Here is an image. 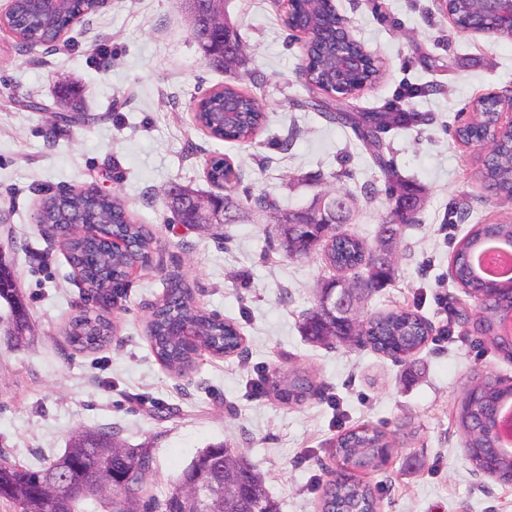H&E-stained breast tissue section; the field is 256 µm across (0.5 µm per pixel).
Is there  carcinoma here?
<instances>
[{
    "label": "carcinoma",
    "mask_w": 512,
    "mask_h": 512,
    "mask_svg": "<svg viewBox=\"0 0 512 512\" xmlns=\"http://www.w3.org/2000/svg\"><path fill=\"white\" fill-rule=\"evenodd\" d=\"M192 19V34L200 49L215 46L207 62L214 68L233 73L243 65L244 46L238 30L229 18L224 25L213 24L217 9L225 0H186ZM91 0H73L70 13L59 16L42 26L28 21V0H16L10 24L24 39V45L34 48L68 30L75 16L90 7ZM446 10L453 22L466 29L480 10L479 0H446ZM282 23L292 31L291 39L300 44L301 69L306 72V90L310 107L328 122L352 130L357 140L369 154L371 162L381 173L389 209L381 223H391L393 210L407 212L401 224L394 225L399 244L405 227L419 222L424 208L422 189L404 178L395 163L393 151L384 140L391 130L410 129L424 125L430 118L421 112L405 109L397 102L380 111H350L339 108L335 101L336 85L331 71V61L336 45L363 61L361 69L350 78L344 93L360 91L379 82L383 64L357 39L342 34L345 24L329 0H296L291 10L283 11ZM499 100L492 95L479 97L471 102L472 115L468 122L458 127L460 141L485 149L477 160V174L486 193L501 202L512 201V128L497 123L495 111ZM197 125L209 137L241 145H251L265 130L266 113L260 99L235 81L211 90L206 98L192 107ZM208 180L224 184V223L235 224L246 210L262 199L268 209L276 211L275 234L272 243L278 252L291 258L307 257L313 253L336 275L334 282L346 281L354 289L360 305L368 298L390 286L396 279V260L384 263L375 258L376 248L363 239L348 233L332 235L319 226L327 215L336 226L348 223L356 198L349 193L320 191L313 195L309 205L301 209H280L267 196L251 194L241 198L235 195L243 178L242 170L222 157L210 161ZM173 219L179 224L198 225L206 219V204L195 208L178 200L167 201ZM72 212L87 224H110L114 232L135 244L136 255L145 260L153 248L154 238L143 225L129 215L115 197H108L94 190H79L65 195L56 192L46 196L41 204L44 224L58 223L63 212ZM512 243V217L496 224H476L456 245L450 256V276L453 283L463 289L465 298H454L448 307V321L440 329L418 311L396 306L376 316H362L350 321L343 317L329 318L315 305L303 314L301 329L307 340L319 344H348L353 334L379 354L399 360L415 356L437 331L442 336L453 335L455 328L473 331L477 342L502 357L512 361V347H507L499 335V325L505 312L512 306V280L505 283L486 279L472 262L489 239ZM67 249L78 254L87 269L84 282L90 292L102 299L119 289L123 272L129 262L127 257H114L99 250L91 241L69 236ZM13 282L11 269L0 267V301L7 305V315L16 323L28 321V310L15 314L21 301L17 289L8 287ZM479 297L480 307H469L466 299ZM193 317L202 327L200 344L217 356L243 354L244 338L240 327L220 316L208 313L194 304L186 288H179L164 296L159 308L149 319L146 332L156 359L168 370L182 374L190 369L196 354L174 334L175 327L184 318ZM108 322L100 317L80 316L74 320L69 340L83 348H94L108 340ZM261 389L272 394L284 404L302 405L321 394L303 370L288 374V383L273 386L268 378L261 381ZM511 396L497 381L485 378L471 385L458 408L455 423L464 438L469 464L475 471L484 468L492 458L499 472H512V451L499 449L483 429L482 421L489 419ZM392 447L387 433L377 427L363 425L345 429L336 436L332 455L340 458L351 470L384 469L389 462L388 448ZM138 465L150 471L153 456L148 448H127L117 437L101 430H80L74 433L69 448L46 466L32 467L21 464L0 453V498L16 502L22 512H82L81 505L89 502L100 505L103 485L112 479V473H121ZM54 472L59 482L45 484L44 477ZM196 479L208 486L211 502L216 512H281L279 502L271 497L256 465L242 453L224 456V444L208 445L196 452L182 470L161 502L151 498L146 504L149 512H187L195 505L184 497L186 481ZM146 483L139 482L125 493L108 500V512H134L146 498ZM376 490L356 480L340 479L336 472L329 474L321 496L320 512H377Z\"/></svg>",
    "instance_id": "cac0c4a2"
}]
</instances>
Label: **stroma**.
I'll use <instances>...</instances> for the list:
<instances>
[{"label":"stroma","mask_w":512,"mask_h":512,"mask_svg":"<svg viewBox=\"0 0 512 512\" xmlns=\"http://www.w3.org/2000/svg\"><path fill=\"white\" fill-rule=\"evenodd\" d=\"M335 4L385 66L383 80L348 109H383L403 86L419 85L426 92L408 108L431 117L385 135L426 204L398 246L395 282L363 312L408 306L438 326L441 299L459 293L449 278L453 245L470 223L512 213L481 188L477 150L451 131L474 98L512 89V40L456 32L444 0ZM228 12L245 45L239 82L256 88L268 116L250 147L209 138L192 120L193 100L223 85L225 74L205 62L184 0H106L59 43L32 50L0 30V254L14 267L30 320L26 341L0 334V452L37 465L62 454L76 430L113 432L150 449L147 489L161 500L198 449L222 443L257 465L281 512H319L339 430L383 422L395 439L392 458L383 471L358 474L380 487L381 512H512V486L472 470L455 426L470 381L512 385V362L461 330L434 337L409 365L365 346L310 344L301 318L332 275L319 256L272 252L263 213L207 227L169 223L166 190L210 194L205 168L215 156L240 165L241 189L285 208L306 206L317 191L296 182L299 174L348 170L338 187L355 194L381 181L350 130L299 107L308 96L299 48L272 0H230ZM55 128L62 135L51 147ZM68 189L120 197L156 238L148 268L114 301L92 296L60 239L34 221L44 192ZM454 203L467 223H448ZM387 208L377 193L343 232L376 242ZM173 277L199 307L240 325L244 357L204 352L184 375L157 361L146 324ZM82 312L111 323L108 343L82 349L67 341ZM295 366L312 373L327 400L288 406L254 391L260 376Z\"/></svg>","instance_id":"stroma-1"}]
</instances>
